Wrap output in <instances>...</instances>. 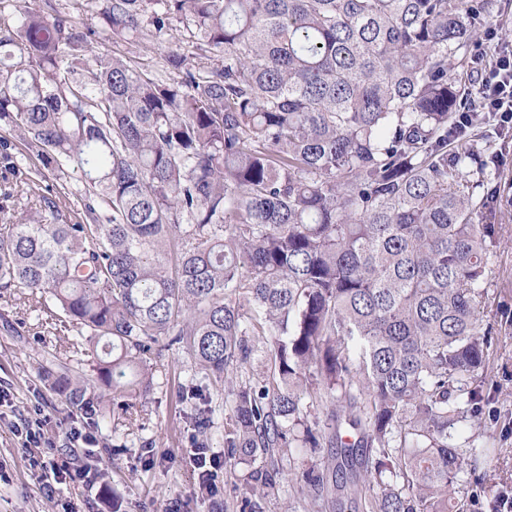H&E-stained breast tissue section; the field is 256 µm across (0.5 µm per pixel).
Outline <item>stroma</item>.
<instances>
[{
  "instance_id": "1",
  "label": "stroma",
  "mask_w": 512,
  "mask_h": 512,
  "mask_svg": "<svg viewBox=\"0 0 512 512\" xmlns=\"http://www.w3.org/2000/svg\"><path fill=\"white\" fill-rule=\"evenodd\" d=\"M104 5L105 0H84L77 12L70 0L34 2L43 15L73 17L92 50L120 56L162 79L181 80L180 72L167 67L169 44L155 39L151 23H144L139 37L117 42L106 39ZM482 133L485 144L500 155L494 186L504 203L494 217L500 237L494 275L479 305L483 328L499 343L489 356L479 416L487 446L477 473L483 476L486 490L473 500L471 512H494L495 492L512 489V130L490 118ZM33 166L21 148H0V206L38 207V197L26 191ZM36 324V314L19 309L12 297H0V391L6 392L11 403L6 417L0 418V512H65L72 502L80 512H287L294 493L293 473L311 465L317 453L309 448L281 449L274 486L258 488L254 475L263 468V461L229 459L224 446V424L231 413L229 396L223 385L199 372L184 352L173 348L153 358L156 385L150 395L134 401L132 415L117 410L97 426L42 380L39 366L55 356L59 342L57 336L39 333ZM192 381L201 385L209 400L210 453L225 461L217 472V491L212 496L193 492L192 409L180 398L183 387ZM36 409L56 433L52 446L42 449V457L79 456V449L65 436L67 429L78 427L95 437L97 465L105 471V479L80 489L61 485L54 494H47L41 469L31 466L28 450L12 431L15 423Z\"/></svg>"
}]
</instances>
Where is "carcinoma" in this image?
I'll list each match as a JSON object with an SVG mask.
<instances>
[{
    "label": "carcinoma",
    "mask_w": 512,
    "mask_h": 512,
    "mask_svg": "<svg viewBox=\"0 0 512 512\" xmlns=\"http://www.w3.org/2000/svg\"><path fill=\"white\" fill-rule=\"evenodd\" d=\"M0 0V120L44 168L83 179L0 207V292L42 332L78 329L44 366L67 403L154 388L146 355L178 347L231 396L229 458L317 448L294 478L315 512H467L461 474L494 345L477 307L499 244L497 155L479 147L475 23L497 0H162L222 59L167 82L90 54L72 20ZM112 36L151 0H106ZM255 337L269 377L242 381ZM194 447L208 448L195 408Z\"/></svg>",
    "instance_id": "carcinoma-1"
}]
</instances>
